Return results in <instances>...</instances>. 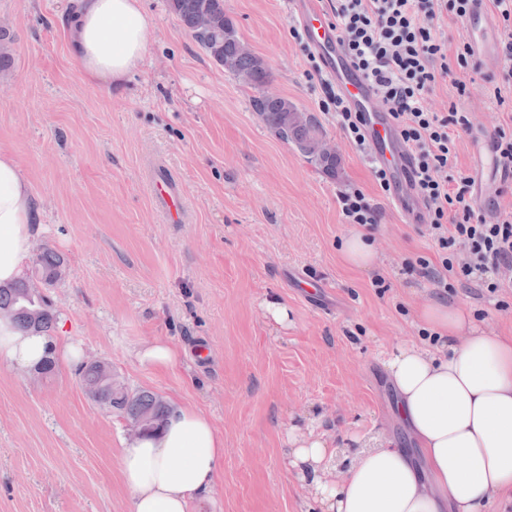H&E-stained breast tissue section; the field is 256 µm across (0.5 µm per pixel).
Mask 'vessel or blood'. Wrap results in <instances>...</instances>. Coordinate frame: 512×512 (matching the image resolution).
Masks as SVG:
<instances>
[{
  "mask_svg": "<svg viewBox=\"0 0 512 512\" xmlns=\"http://www.w3.org/2000/svg\"><path fill=\"white\" fill-rule=\"evenodd\" d=\"M290 8L292 18L302 28L326 76L353 110L361 113L369 160L376 165L389 167L393 172L392 204L409 223H417L418 208L408 196L410 151L398 139L389 112L380 103L369 82L353 66L321 0H291ZM466 26L473 53L480 59H489L491 48L498 40V31L486 14L485 0H470ZM152 191L168 215L174 218L180 216L181 201L171 180L153 181Z\"/></svg>",
  "mask_w": 512,
  "mask_h": 512,
  "instance_id": "b4317fda",
  "label": "vessel or blood"
}]
</instances>
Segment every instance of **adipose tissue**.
<instances>
[{
    "label": "adipose tissue",
    "instance_id": "adipose-tissue-1",
    "mask_svg": "<svg viewBox=\"0 0 512 512\" xmlns=\"http://www.w3.org/2000/svg\"><path fill=\"white\" fill-rule=\"evenodd\" d=\"M151 25L140 0H77L71 40L86 76L130 73L145 57ZM36 216L28 181L0 151L1 283L22 275L40 230ZM419 316L440 346L412 345L388 363L419 457L388 441L359 451L340 470L324 436L288 435L286 464L311 485L324 512H488L496 501H512V335L484 329L460 305L431 304ZM78 354L74 345L0 319V362L17 372ZM223 461L224 438L210 418L177 408L158 431L121 452L131 512H190Z\"/></svg>",
    "mask_w": 512,
    "mask_h": 512
}]
</instances>
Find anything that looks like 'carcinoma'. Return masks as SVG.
<instances>
[{
	"mask_svg": "<svg viewBox=\"0 0 512 512\" xmlns=\"http://www.w3.org/2000/svg\"><path fill=\"white\" fill-rule=\"evenodd\" d=\"M169 9L183 27L187 29L198 45L224 71L242 83L255 89H263L271 81V73L260 57L245 51V44L234 21L224 12V0H167ZM205 14L209 18L207 27L198 25V18ZM253 109L258 112L263 124L282 140L293 144L296 149L317 166L322 173L334 178L338 174V159L324 147L320 126L302 115L296 104L285 97L270 100L261 94L252 99ZM67 261L63 255L44 248L36 254L31 273L54 275L66 270ZM26 279L0 284V310L21 305ZM34 314H24L14 321L24 332L50 335L55 328L56 315L42 298L30 303ZM103 369L97 363L81 366L80 380L87 389L88 397L97 405L117 413L124 419H132L142 413H152L164 421L170 413L169 405L156 393L148 390L132 391L122 386L102 389Z\"/></svg>",
	"mask_w": 512,
	"mask_h": 512,
	"instance_id": "1",
	"label": "carcinoma"
}]
</instances>
